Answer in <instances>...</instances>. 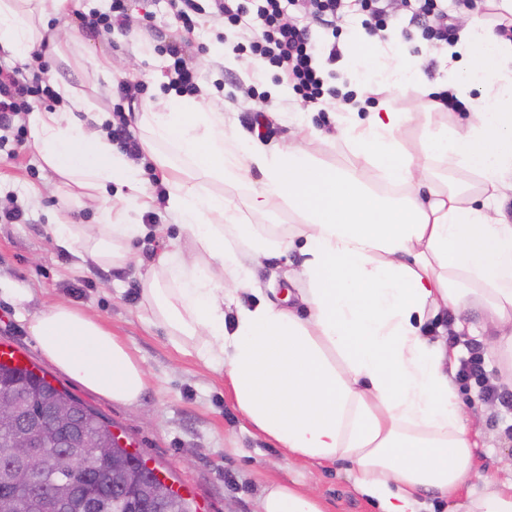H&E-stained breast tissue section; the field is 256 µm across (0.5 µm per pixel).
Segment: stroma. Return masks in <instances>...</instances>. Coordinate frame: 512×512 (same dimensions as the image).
I'll return each mask as SVG.
<instances>
[{
    "label": "stroma",
    "mask_w": 512,
    "mask_h": 512,
    "mask_svg": "<svg viewBox=\"0 0 512 512\" xmlns=\"http://www.w3.org/2000/svg\"><path fill=\"white\" fill-rule=\"evenodd\" d=\"M110 4L111 0H79V9L72 12L64 31L68 62L22 65L1 46L0 60L20 67L25 75L49 78L51 85L64 82L76 88L90 105L79 118L93 123L112 115L124 89L133 94L132 108L137 112L145 103L167 100L169 94L163 86L168 81L169 59L161 48L185 39L189 42L187 56L199 73V93L223 112L225 130L244 140L262 139L267 147L275 148L296 140L300 125L306 122L320 129H333L334 104L321 109L303 104L295 94L263 100L244 97L242 90L250 85L268 90L272 75L225 64L224 45L234 42L236 36L224 31L211 17L202 16L195 32L189 35L175 18L168 0H127L132 27L107 33L82 25V13L105 12ZM395 13V28L403 37L405 58L427 54V83L444 80L448 71L445 49L424 40L422 24L411 21L403 7H396ZM147 16L152 19L148 29L142 26ZM361 30V19L356 15L343 27L339 42L345 52L336 64L339 90L365 98L395 96L396 108L408 117L401 130L403 146L409 154H417L423 143L425 97L418 89L394 95L385 81L373 79L375 61L357 58L350 48L354 35ZM103 56L132 59L133 76L96 72L91 60ZM259 110L265 111L273 123L271 133L264 136L251 124ZM317 156L328 165L360 168L363 179L376 192H384L375 172L361 169L359 159L343 140L323 141ZM54 179V173L30 143L0 146V199L6 208L23 212L21 223H0V279L28 288L31 295L21 306L0 295V343L25 351L54 385L100 412L127 448L139 452L148 464L170 477L185 497L194 499L198 512H259L263 490L274 482L313 491L323 512H376L374 501L358 491L348 464L311 463L276 448L235 409L222 372L207 368L197 356L178 352L162 326L143 320L140 275L144 265L165 251L190 250L191 242L181 226L160 207H152L150 215L137 217L144 231L132 241L133 260L126 267L115 269L83 260L78 253L52 247L48 241L47 229L57 209L54 194L44 193L37 202L29 196L30 188ZM160 224L165 230L159 234L155 228ZM300 261L299 252L294 250L286 260L258 268L255 277L263 297L287 308L301 309L296 287L284 276L287 265L295 266ZM60 301L110 327L133 350L147 378V390L138 405L112 402L85 389L41 354L29 322L33 315ZM466 316L481 325L480 335L451 333L454 316L449 312L428 319L425 328L432 340L454 349L461 357L467 346L487 347L494 334L481 309H469ZM463 400L473 415L469 427L478 443L474 464L456 498L425 496L427 512H449L455 504L465 503L468 493L482 491L489 484L501 487L512 483V438L505 433L512 425V414L500 405L480 400L473 391L464 394Z\"/></svg>",
    "instance_id": "obj_1"
}]
</instances>
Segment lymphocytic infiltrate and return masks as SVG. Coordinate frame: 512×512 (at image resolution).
I'll return each mask as SVG.
<instances>
[{"mask_svg":"<svg viewBox=\"0 0 512 512\" xmlns=\"http://www.w3.org/2000/svg\"><path fill=\"white\" fill-rule=\"evenodd\" d=\"M343 0H171L177 18L186 31H193L196 18L211 12L224 27L237 30L234 52L260 61L273 75H286L303 101L314 103L324 96H335L332 66L339 56L335 44L317 41L308 26L286 20L289 5L301 4L305 14L320 20L338 16ZM56 92L49 80L28 79L22 72L0 66V128L9 126L31 100L52 99ZM463 388L477 387L483 400L496 401L512 409V392L498 390L485 369V357L478 347H471L468 358L457 372Z\"/></svg>","mask_w":512,"mask_h":512,"instance_id":"obj_1","label":"lymphocytic infiltrate"}]
</instances>
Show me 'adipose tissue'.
Instances as JSON below:
<instances>
[{
    "instance_id": "ef3b65f1",
    "label": "adipose tissue",
    "mask_w": 512,
    "mask_h": 512,
    "mask_svg": "<svg viewBox=\"0 0 512 512\" xmlns=\"http://www.w3.org/2000/svg\"><path fill=\"white\" fill-rule=\"evenodd\" d=\"M68 5L0 0V45L27 64L39 63L41 43L60 52L63 30L48 21ZM484 6L447 48L441 89L464 105L465 122L426 124L416 155L401 144L406 116L392 98L335 127L386 185L401 188L396 201L319 163L324 135L308 124L298 143L273 150L225 135L223 113L202 99L174 96L160 110L148 103L138 120L141 149L162 175L164 209L195 246L185 257L159 254L142 274L146 320L162 325L178 351L224 372L245 420L288 455L349 462L379 512H420L428 492L452 497L473 465L469 414L448 377V353L422 330L427 315L482 305L500 328L490 351L512 379V221L501 208L512 194V38L495 31L512 22V0ZM355 53L375 58L397 90L424 80L420 58L403 67L367 37H358ZM58 95L57 110L28 115L35 152L67 188L51 241L81 248L95 264L125 266L142 231L132 212L153 199L106 133L77 120L88 106L75 89L60 84ZM443 162L477 184L437 189L430 173ZM203 177L247 185L251 210L287 207L299 228L288 238L256 231L234 198L200 185ZM114 183L127 194L110 197ZM79 197L102 202L97 234L71 221L70 201ZM229 237L240 248H226ZM293 247L304 257L293 277L304 284L306 312L265 298L237 304L252 287V267ZM29 329L42 354L88 389L128 406L142 399L140 362L83 311L58 302ZM260 507L322 512L313 492L281 483L266 487Z\"/></svg>"
}]
</instances>
